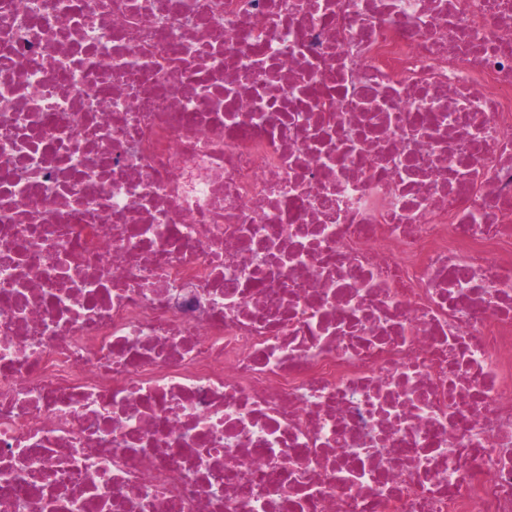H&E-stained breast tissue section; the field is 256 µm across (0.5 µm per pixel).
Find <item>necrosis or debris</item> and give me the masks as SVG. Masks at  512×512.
<instances>
[{
	"label": "necrosis or debris",
	"instance_id": "obj_1",
	"mask_svg": "<svg viewBox=\"0 0 512 512\" xmlns=\"http://www.w3.org/2000/svg\"><path fill=\"white\" fill-rule=\"evenodd\" d=\"M0 512H512V0H0Z\"/></svg>",
	"mask_w": 512,
	"mask_h": 512
}]
</instances>
